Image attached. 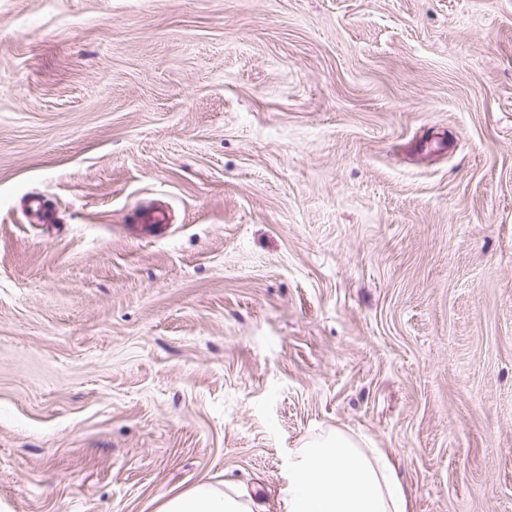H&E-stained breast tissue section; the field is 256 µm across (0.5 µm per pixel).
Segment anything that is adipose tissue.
I'll return each mask as SVG.
<instances>
[{
    "label": "adipose tissue",
    "instance_id": "adipose-tissue-1",
    "mask_svg": "<svg viewBox=\"0 0 512 512\" xmlns=\"http://www.w3.org/2000/svg\"><path fill=\"white\" fill-rule=\"evenodd\" d=\"M280 493L284 512L408 510L388 456L338 429L310 434L301 442ZM159 512H254V501L243 491L205 481L165 498Z\"/></svg>",
    "mask_w": 512,
    "mask_h": 512
}]
</instances>
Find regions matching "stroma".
<instances>
[{
  "mask_svg": "<svg viewBox=\"0 0 512 512\" xmlns=\"http://www.w3.org/2000/svg\"><path fill=\"white\" fill-rule=\"evenodd\" d=\"M330 428L512 512V0H0V512Z\"/></svg>",
  "mask_w": 512,
  "mask_h": 512,
  "instance_id": "1",
  "label": "stroma"
}]
</instances>
